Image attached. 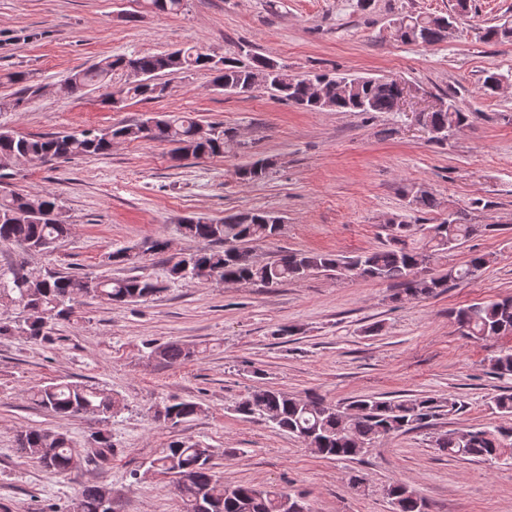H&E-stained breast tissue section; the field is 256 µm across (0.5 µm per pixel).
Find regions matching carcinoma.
I'll use <instances>...</instances> for the list:
<instances>
[{
  "label": "carcinoma",
  "mask_w": 512,
  "mask_h": 512,
  "mask_svg": "<svg viewBox=\"0 0 512 512\" xmlns=\"http://www.w3.org/2000/svg\"><path fill=\"white\" fill-rule=\"evenodd\" d=\"M185 0H147L150 9L178 14ZM472 0H454L452 14L410 13L395 19L397 38L405 44L435 45L448 39V26L468 16ZM484 42L512 41V19L487 26L480 31ZM270 55L252 54L248 63L235 57L213 62L210 56L193 47L155 54H137L104 58L83 69L75 70L67 84L72 92L89 86L105 89L102 103L114 105L140 98L160 97L165 85L156 82L160 76L176 75L202 68L214 73L215 86L227 93H252L263 89L290 101L308 112L325 109L337 112H395L398 110V88L386 77H355L349 79V90L336 94V76L328 73L293 75L283 63L276 70L268 69ZM130 72L131 80L118 89H110L112 70ZM11 84H23L16 103L32 98L40 87L25 84V75H5ZM445 108L428 114L430 123L443 130V135L468 124L469 115L452 100H444ZM151 126L150 138L174 145L177 159L201 158L235 149L237 141L231 131L215 126L207 129L187 113L158 112L133 125L106 129H90L79 134L55 133L45 136H23L0 128V181L9 170L26 159H70L98 156L112 149L116 140L135 141L145 138L144 129ZM270 169L257 163L238 167L235 176L252 183L269 176ZM407 206L418 212H430L438 205L433 192L412 186L403 190ZM273 211H239L220 220L186 217L178 225L179 233L190 239L219 243L221 247L183 256L172 263L169 274L189 282L220 279L227 283L277 286L320 273L338 277H368L394 281L402 286L408 299L436 295L450 281L471 279L485 268L488 260L475 254L459 268L446 272L423 274L428 264L448 252L465 238L478 232L495 229L493 224H469L463 213H456L452 223L435 224L418 245L407 239L414 228L404 221L384 225L387 243L380 248L363 251L353 257L315 251L288 252L266 261L259 258L252 245L280 235L283 225L276 223ZM68 224L55 196L42 193H20L0 190V243L15 245L26 253H42L69 234ZM140 257L133 247L109 253L112 264H132ZM160 284L140 276L112 278L77 276L53 270L12 273L0 276V306L15 307L24 318L0 320V336H27L35 342H48L56 324L71 318L81 297L98 299L109 304L145 302L161 292ZM452 317L463 335L486 339L512 334V297L460 308ZM171 364L183 363L197 356L193 347L171 342L150 351ZM491 368L499 376L512 375V349L499 351L491 359ZM32 404L60 417L90 416L105 422L120 409V401L109 392L82 382H51L27 389ZM456 408L458 401H442L434 396L400 400H383L360 396L341 406L332 405L315 395L290 396L284 391L258 387L243 396L235 406L245 417L258 416L281 431L301 439L317 454L336 460H354L366 454L381 439L396 433H407L424 427L430 418L445 407ZM163 421L186 422L204 412L192 401H176L164 407ZM94 455L102 461L112 457V435L99 429L91 435ZM436 445L452 457L469 460L512 458V427L471 428L445 434ZM17 451L37 460L46 470L66 475L76 465V455L67 435L42 429H29L17 439ZM213 450L201 453L199 444L189 440H172L160 449L150 462L159 474L175 478L183 512H199V504L210 503L211 512H278L277 504L288 493L275 489H259L248 484L226 485L215 475ZM108 488L96 484L79 489L73 512H107L104 498ZM398 501V512H425V503L403 483L386 489Z\"/></svg>",
  "instance_id": "cac0c4a2"
}]
</instances>
